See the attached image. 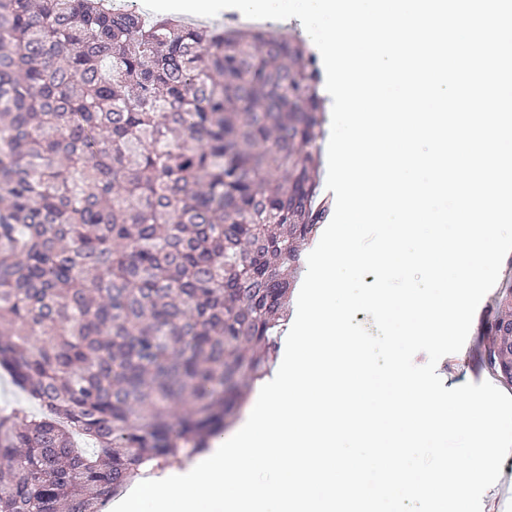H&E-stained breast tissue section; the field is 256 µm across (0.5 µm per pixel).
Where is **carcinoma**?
Here are the masks:
<instances>
[{"label":"carcinoma","mask_w":512,"mask_h":512,"mask_svg":"<svg viewBox=\"0 0 512 512\" xmlns=\"http://www.w3.org/2000/svg\"><path fill=\"white\" fill-rule=\"evenodd\" d=\"M303 40L0 0V512H98L224 432L323 223Z\"/></svg>","instance_id":"1"}]
</instances>
